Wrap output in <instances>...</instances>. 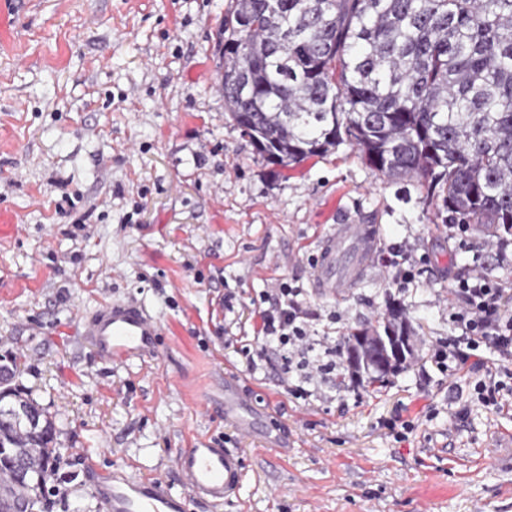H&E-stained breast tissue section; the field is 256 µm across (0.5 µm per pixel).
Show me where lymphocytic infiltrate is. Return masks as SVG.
Wrapping results in <instances>:
<instances>
[{"label": "lymphocytic infiltrate", "mask_w": 512, "mask_h": 512, "mask_svg": "<svg viewBox=\"0 0 512 512\" xmlns=\"http://www.w3.org/2000/svg\"><path fill=\"white\" fill-rule=\"evenodd\" d=\"M301 289L276 283L260 295V322L253 328L255 356L275 354V370L291 382L293 395L308 397V385L332 383L336 371L335 337H314L312 314ZM448 321L454 330L448 340L431 347V361L449 376L461 371L474 375V391L483 405L496 411L512 410V386L484 367L483 351L512 362V289L491 279L477 265L455 271L449 290Z\"/></svg>", "instance_id": "f902f5d3"}]
</instances>
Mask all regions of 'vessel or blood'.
I'll use <instances>...</instances> for the list:
<instances>
[{"label": "vessel or blood", "instance_id": "b4317fda", "mask_svg": "<svg viewBox=\"0 0 512 512\" xmlns=\"http://www.w3.org/2000/svg\"><path fill=\"white\" fill-rule=\"evenodd\" d=\"M382 242L375 224H334L323 234L310 278L314 294L339 298L359 287ZM80 334L96 356L117 364L160 355L159 326L143 306L111 301L84 318ZM224 419L238 430L259 433L251 405L234 376L224 379ZM176 472L187 481V495H175L162 484L132 476L92 471L91 491L103 512H195L219 507L243 480L237 451L218 441H200L181 449Z\"/></svg>", "mask_w": 512, "mask_h": 512}]
</instances>
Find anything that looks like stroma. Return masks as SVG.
Returning a JSON list of instances; mask_svg holds the SVG:
<instances>
[{
  "mask_svg": "<svg viewBox=\"0 0 512 512\" xmlns=\"http://www.w3.org/2000/svg\"><path fill=\"white\" fill-rule=\"evenodd\" d=\"M229 6L0 0V359L59 431L44 512H99L89 457L185 492L176 451L213 438L245 474L216 512H512V411L430 361L451 334L449 269L476 263L512 283V243L502 260L476 225L450 234L439 199L350 145L288 169L257 154L218 89ZM344 222L379 225L383 250H414L405 290L377 265L348 297L309 292L318 241ZM279 281L304 289L314 328L336 337L401 303L414 359L382 384L293 397L241 351ZM127 297L159 324L161 354L101 364L78 319ZM229 372L267 432L225 422Z\"/></svg>",
  "mask_w": 512,
  "mask_h": 512,
  "instance_id": "1",
  "label": "stroma"
}]
</instances>
